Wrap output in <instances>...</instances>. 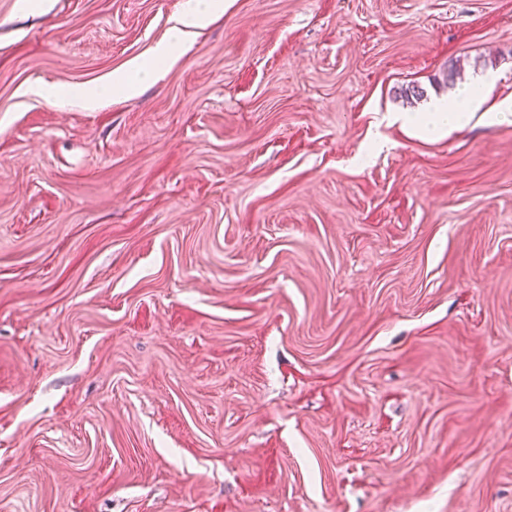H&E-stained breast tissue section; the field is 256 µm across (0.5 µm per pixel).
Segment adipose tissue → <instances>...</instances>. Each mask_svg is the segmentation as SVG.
Wrapping results in <instances>:
<instances>
[{
	"label": "adipose tissue",
	"mask_w": 512,
	"mask_h": 512,
	"mask_svg": "<svg viewBox=\"0 0 512 512\" xmlns=\"http://www.w3.org/2000/svg\"><path fill=\"white\" fill-rule=\"evenodd\" d=\"M223 7V0H195L187 13L175 20L166 38L156 46L155 58L169 62L179 58L191 48L196 29L204 27L212 13ZM489 84V77H479L472 85L459 91L455 104L435 101L426 111L395 112L391 114L390 119L403 129L419 134L446 136L464 128L478 116L489 123H497L511 117V104L489 103L486 94Z\"/></svg>",
	"instance_id": "obj_1"
}]
</instances>
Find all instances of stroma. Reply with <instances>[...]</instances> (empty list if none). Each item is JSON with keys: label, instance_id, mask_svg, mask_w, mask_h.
<instances>
[{"label": "stroma", "instance_id": "1", "mask_svg": "<svg viewBox=\"0 0 512 512\" xmlns=\"http://www.w3.org/2000/svg\"><path fill=\"white\" fill-rule=\"evenodd\" d=\"M187 3L0 0V512H512V123L383 121L511 103L512 0H224L154 64ZM151 71L144 63L134 62L129 70L112 74L109 89L73 87L67 91L66 96L79 101L86 109L94 108L105 90L119 91L126 98H132L139 92L142 75H148ZM488 76L477 78L473 84L459 90L455 104L432 102L425 112H392V123L423 135L446 136L471 122L488 100ZM475 90H479L476 92Z\"/></svg>", "mask_w": 512, "mask_h": 512}]
</instances>
